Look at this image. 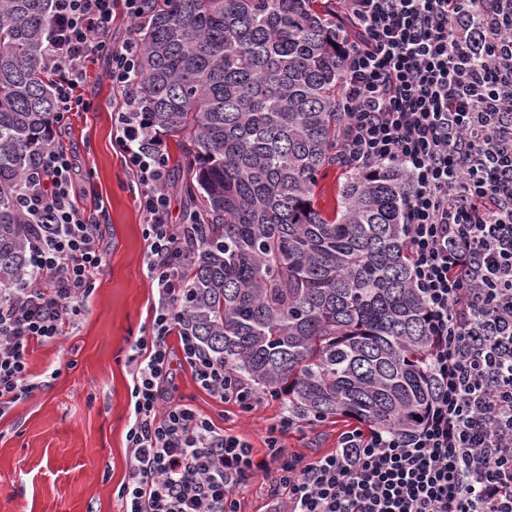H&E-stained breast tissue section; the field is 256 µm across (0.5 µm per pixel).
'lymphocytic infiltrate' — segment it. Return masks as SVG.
Masks as SVG:
<instances>
[{
    "instance_id": "f902f5d3",
    "label": "lymphocytic infiltrate",
    "mask_w": 512,
    "mask_h": 512,
    "mask_svg": "<svg viewBox=\"0 0 512 512\" xmlns=\"http://www.w3.org/2000/svg\"><path fill=\"white\" fill-rule=\"evenodd\" d=\"M345 60L340 149L351 169L407 175L404 243L430 320L439 388L415 432L350 425L333 453L305 463L268 429L265 455L168 397L169 336L196 383L248 413L265 396L230 380L181 323L180 262L197 248L169 219L168 153L136 93L139 44L105 35L116 13L144 22L142 0H53L44 47L57 119L89 108L90 56L109 54L122 97L116 145L147 219V277L159 300L130 345L129 471L122 512H239L238 491L276 471L268 512H512V0H338ZM31 219L33 280L0 289V413L37 387L32 344L67 336L85 313L105 253L76 198L69 150L52 142L17 198ZM482 308L497 343L468 336Z\"/></svg>"
}]
</instances>
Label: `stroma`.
<instances>
[{
	"instance_id": "obj_1",
	"label": "stroma",
	"mask_w": 512,
	"mask_h": 512,
	"mask_svg": "<svg viewBox=\"0 0 512 512\" xmlns=\"http://www.w3.org/2000/svg\"><path fill=\"white\" fill-rule=\"evenodd\" d=\"M110 58L94 57L84 96L89 111L58 126L56 137L79 167L77 196L100 221L106 252L85 314L60 342L34 345L30 371L39 389L0 414V512H119L128 476L126 434L132 385L127 356L148 328L158 294L145 270V216L115 145ZM171 394L215 426L266 451L282 403L267 398L249 413L200 388L188 364L173 360ZM347 421L333 417L282 436L289 455L309 462L334 452Z\"/></svg>"
}]
</instances>
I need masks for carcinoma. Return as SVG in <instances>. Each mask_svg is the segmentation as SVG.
I'll list each match as a JSON object with an SVG mask.
<instances>
[{
    "mask_svg": "<svg viewBox=\"0 0 512 512\" xmlns=\"http://www.w3.org/2000/svg\"><path fill=\"white\" fill-rule=\"evenodd\" d=\"M138 95L176 138L201 247L183 326L288 415L406 436L436 394L426 307L403 247L406 174L338 162L345 62L336 0H143ZM50 0H0V286L31 278L16 198L54 136ZM340 169L333 215L319 177Z\"/></svg>",
    "mask_w": 512,
    "mask_h": 512,
    "instance_id": "1",
    "label": "carcinoma"
}]
</instances>
